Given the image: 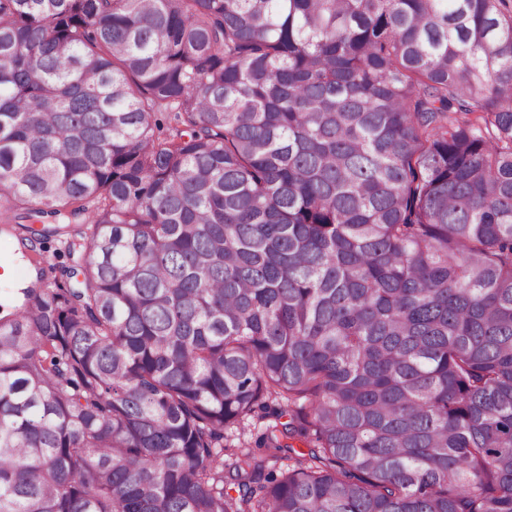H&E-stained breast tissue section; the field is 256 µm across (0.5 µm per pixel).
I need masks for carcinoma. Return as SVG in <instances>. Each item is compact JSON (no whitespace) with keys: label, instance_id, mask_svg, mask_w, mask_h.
<instances>
[{"label":"carcinoma","instance_id":"cac0c4a2","mask_svg":"<svg viewBox=\"0 0 512 512\" xmlns=\"http://www.w3.org/2000/svg\"><path fill=\"white\" fill-rule=\"evenodd\" d=\"M10 213L0 512H512V0H0Z\"/></svg>","mask_w":512,"mask_h":512}]
</instances>
